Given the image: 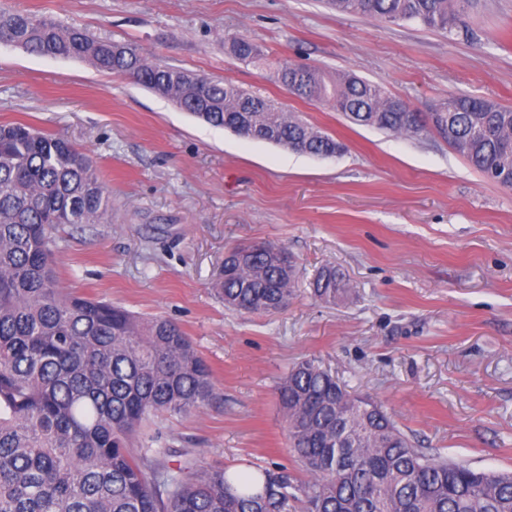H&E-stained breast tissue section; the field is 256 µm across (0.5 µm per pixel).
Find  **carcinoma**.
<instances>
[{"label":"carcinoma","instance_id":"cac0c4a2","mask_svg":"<svg viewBox=\"0 0 512 512\" xmlns=\"http://www.w3.org/2000/svg\"><path fill=\"white\" fill-rule=\"evenodd\" d=\"M475 0H330L343 15L418 22L452 31ZM0 44L75 59L123 76L216 128L296 153L343 154L336 138L287 115L278 102L229 81L156 65L132 44L96 38L35 14L0 8ZM238 60L263 52L224 40ZM275 82L350 122L416 136L433 128L470 165L512 190V108L467 95L419 112L346 72L292 62ZM109 196L88 157L68 140L23 123L0 124V512H512V473L476 470L412 445L376 401L357 395L315 359L294 363L277 394L290 451L308 474H238L143 439L147 423L188 415L214 396L212 372L175 323L81 296L55 272L59 224H101ZM216 275L224 306L275 314L293 301L296 264L264 247ZM321 269L311 295L347 292Z\"/></svg>","mask_w":512,"mask_h":512}]
</instances>
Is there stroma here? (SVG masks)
<instances>
[{
    "mask_svg": "<svg viewBox=\"0 0 512 512\" xmlns=\"http://www.w3.org/2000/svg\"><path fill=\"white\" fill-rule=\"evenodd\" d=\"M0 6L137 46L150 60L228 80L339 139L320 159L247 140L79 60L0 45V124L68 139L92 160L112 209L65 224L61 284L176 322L213 371L201 412L145 430L201 465L297 471L276 388L317 358L382 403L416 447L512 472V191L486 180L437 131L418 137L350 123L297 98L282 60L346 71L421 112L451 95L512 107V0H480L452 33L340 15L326 0H0ZM248 38L256 68L224 40ZM271 242L298 268L297 296L274 315L225 308L214 289L225 251ZM349 281L314 299L317 271Z\"/></svg>",
    "mask_w": 512,
    "mask_h": 512,
    "instance_id": "1",
    "label": "stroma"
}]
</instances>
